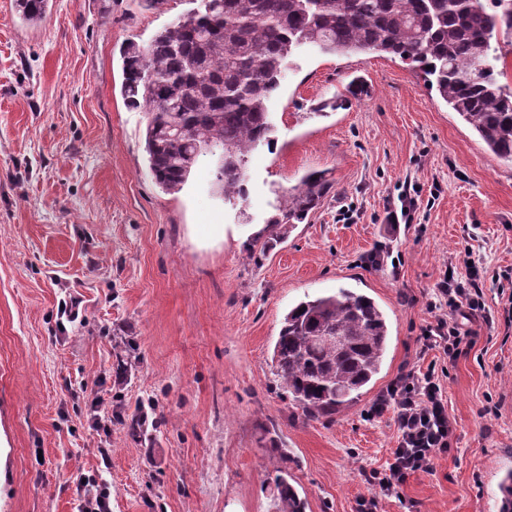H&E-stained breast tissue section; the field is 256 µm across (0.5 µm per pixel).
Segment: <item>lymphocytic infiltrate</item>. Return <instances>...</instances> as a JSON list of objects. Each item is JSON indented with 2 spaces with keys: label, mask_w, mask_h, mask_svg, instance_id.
Segmentation results:
<instances>
[{
  "label": "lymphocytic infiltrate",
  "mask_w": 512,
  "mask_h": 512,
  "mask_svg": "<svg viewBox=\"0 0 512 512\" xmlns=\"http://www.w3.org/2000/svg\"><path fill=\"white\" fill-rule=\"evenodd\" d=\"M427 309L434 321L419 341L424 349H443L452 360L475 343L471 332L462 329L461 320L486 314L484 294L474 275L462 277L455 272L443 275ZM388 411L395 415L398 445L384 469L366 475L372 491L358 499L356 512H378L380 500L398 495L412 474L432 471L456 439L448 400L434 367H414L401 374L377 395L369 414L376 417Z\"/></svg>",
  "instance_id": "obj_1"
}]
</instances>
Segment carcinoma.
<instances>
[{
	"mask_svg": "<svg viewBox=\"0 0 512 512\" xmlns=\"http://www.w3.org/2000/svg\"><path fill=\"white\" fill-rule=\"evenodd\" d=\"M175 22L121 50L122 95L147 115L148 170L168 194L182 190L199 158L224 156L213 184L224 200L247 196L245 168L259 142H271L268 102L293 52H380L410 62L490 152L512 159V90L501 85L492 40L512 36V0H192ZM35 23L48 0H17ZM332 188L324 171L288 189L251 239L258 260ZM327 336H341L336 344ZM389 325L380 306L349 288L300 301L283 317L272 362L292 401L311 418L355 404L379 373ZM277 512H305L287 477L276 479Z\"/></svg>",
	"mask_w": 512,
	"mask_h": 512,
	"instance_id": "obj_1",
	"label": "carcinoma"
}]
</instances>
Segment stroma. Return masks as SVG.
Returning <instances> with one entry per match:
<instances>
[{
	"mask_svg": "<svg viewBox=\"0 0 512 512\" xmlns=\"http://www.w3.org/2000/svg\"><path fill=\"white\" fill-rule=\"evenodd\" d=\"M189 7L49 0L31 25L0 0V512H77L88 478L106 484L112 512H275L283 471L306 512H356L363 471L398 444L392 413L368 411L416 363L440 369L457 442L379 512H499L512 471V329L498 299L512 268V161L399 58L304 46L269 102L273 141L249 156L245 202L216 192L210 156L164 193L148 171L145 115L121 95V49ZM355 78L364 94L316 115ZM313 170L328 171L332 192L249 260L279 195ZM407 185L412 223H387ZM466 250L492 318L473 322L475 346L451 361L418 337L433 319L427 299ZM340 287L382 307L390 340L359 402L313 420L281 388L272 351L290 308ZM77 294L83 320L64 323ZM143 405L147 430L131 435ZM95 409L111 412L107 431L92 429Z\"/></svg>",
	"mask_w": 512,
	"mask_h": 512,
	"instance_id": "obj_1",
	"label": "stroma"
}]
</instances>
